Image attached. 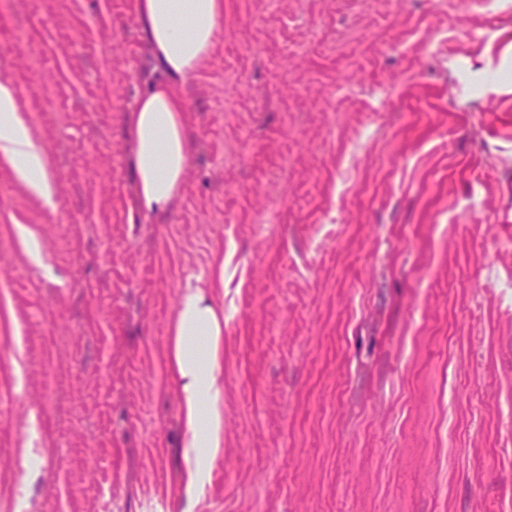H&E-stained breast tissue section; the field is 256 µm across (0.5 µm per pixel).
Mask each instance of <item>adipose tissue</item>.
<instances>
[{
    "mask_svg": "<svg viewBox=\"0 0 512 512\" xmlns=\"http://www.w3.org/2000/svg\"><path fill=\"white\" fill-rule=\"evenodd\" d=\"M134 11L152 68L126 108L128 159L138 215L157 222L176 206L194 151L189 108L180 90L218 44L224 0H135ZM16 112L14 90L0 83V154L12 159L18 177L35 195L51 200L54 185L47 175V155ZM210 288L202 277H187L169 328L182 512H192L224 455V309Z\"/></svg>",
    "mask_w": 512,
    "mask_h": 512,
    "instance_id": "1",
    "label": "adipose tissue"
}]
</instances>
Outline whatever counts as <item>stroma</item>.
I'll return each instance as SVG.
<instances>
[{
	"mask_svg": "<svg viewBox=\"0 0 512 512\" xmlns=\"http://www.w3.org/2000/svg\"><path fill=\"white\" fill-rule=\"evenodd\" d=\"M149 70L134 0H0L55 186L0 158V512H179L168 330L219 267L195 512H512V8L224 0L158 224L123 123Z\"/></svg>",
	"mask_w": 512,
	"mask_h": 512,
	"instance_id": "35a3bbf8",
	"label": "stroma"
}]
</instances>
